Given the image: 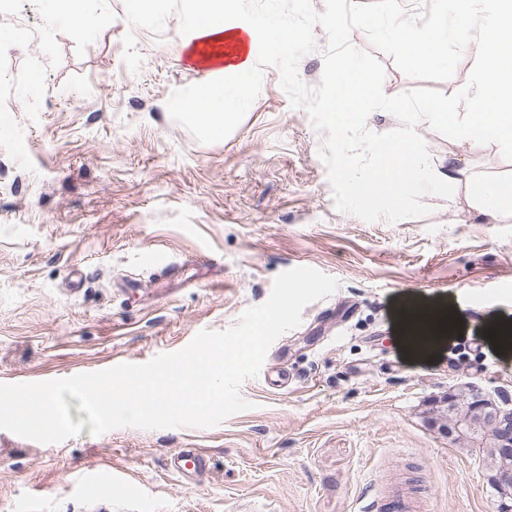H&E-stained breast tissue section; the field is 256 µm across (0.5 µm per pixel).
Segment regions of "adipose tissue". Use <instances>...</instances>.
<instances>
[{
	"label": "adipose tissue",
	"instance_id": "adipose-tissue-1",
	"mask_svg": "<svg viewBox=\"0 0 512 512\" xmlns=\"http://www.w3.org/2000/svg\"><path fill=\"white\" fill-rule=\"evenodd\" d=\"M237 0H191L193 20L182 35V48L192 68L211 73L205 85L188 89L178 109L191 124L210 135L223 134L228 105L244 107L253 84L255 48L285 54L294 39L290 27L278 16H268L261 26L233 21ZM51 21H65L75 37L96 28L101 15L92 13L86 0H43Z\"/></svg>",
	"mask_w": 512,
	"mask_h": 512
}]
</instances>
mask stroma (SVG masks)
I'll return each instance as SVG.
<instances>
[{
	"mask_svg": "<svg viewBox=\"0 0 512 512\" xmlns=\"http://www.w3.org/2000/svg\"><path fill=\"white\" fill-rule=\"evenodd\" d=\"M90 7L109 19L79 39L40 0L0 9V29L30 31L0 46L12 129L0 137V383L180 350L237 324L295 267L339 286L243 382L251 409L218 426L85 429L54 444L0 431V512H356L365 484L397 478L427 512H498L487 463L438 434L430 409L451 391L512 401V348L487 334L512 325V218L487 221L471 204L512 178V162L424 127L453 196L424 195L421 218L363 221L335 208L321 136L277 69L220 142L171 119V92L207 79L176 37L189 0H160V38L127 0ZM411 302L457 315L431 354L396 340ZM182 448L207 449V467L173 474ZM101 465L132 487L102 498L74 485Z\"/></svg>",
	"mask_w": 512,
	"mask_h": 512,
	"instance_id": "1",
	"label": "stroma"
}]
</instances>
